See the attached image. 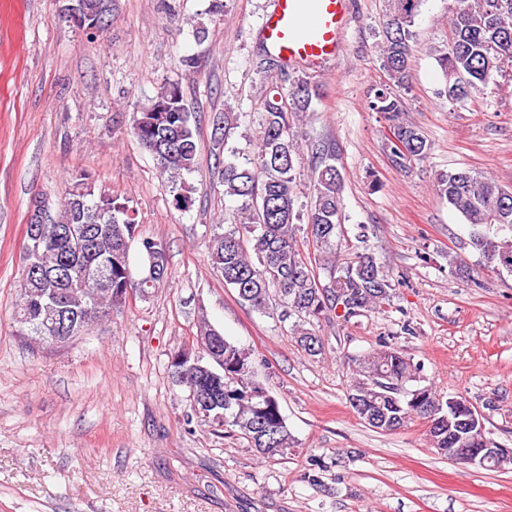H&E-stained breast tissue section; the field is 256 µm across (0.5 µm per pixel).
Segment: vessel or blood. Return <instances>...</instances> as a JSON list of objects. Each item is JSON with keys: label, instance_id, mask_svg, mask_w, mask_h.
<instances>
[{"label": "vessel or blood", "instance_id": "1", "mask_svg": "<svg viewBox=\"0 0 512 512\" xmlns=\"http://www.w3.org/2000/svg\"><path fill=\"white\" fill-rule=\"evenodd\" d=\"M348 22L349 0H274L260 33L284 65L317 68L339 54Z\"/></svg>", "mask_w": 512, "mask_h": 512}]
</instances>
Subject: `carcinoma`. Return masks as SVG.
<instances>
[{
    "instance_id": "carcinoma-1",
    "label": "carcinoma",
    "mask_w": 512,
    "mask_h": 512,
    "mask_svg": "<svg viewBox=\"0 0 512 512\" xmlns=\"http://www.w3.org/2000/svg\"><path fill=\"white\" fill-rule=\"evenodd\" d=\"M420 0H388L383 18L380 58L389 84L377 91L369 108L393 121L389 141L392 161L404 166L420 160L431 150L421 129L400 121L401 99L393 88L410 84L409 60L412 30ZM449 37L438 50V63L446 78L450 101L468 98L477 84L512 65V0H455L448 17ZM281 82L269 86L261 102L256 158L251 166L224 164L221 182L224 194L241 201L244 222L214 233L208 254L224 285L237 293L250 308L267 312L271 300L283 308L282 317H296L293 334L297 344L311 355L321 353L322 342L307 328L311 320L343 305L349 317L390 302L393 284L388 271L369 253H360L347 263L343 274L321 285L311 259L301 252L300 230L295 220L298 200L295 164L301 151L294 130L295 118L308 112L319 89L304 78L289 79L280 70ZM290 86L283 87V82ZM213 150H225L236 125L228 112L212 118ZM132 134L152 154L160 174L167 177L173 205L187 210L193 204L194 188L184 175L198 163L196 129L184 103L181 86L165 82L157 94L133 116ZM436 192L459 212L471 228V244L486 263L512 273V190L497 180L471 171L435 175ZM341 178L336 166L325 161L314 169L310 204L306 210L307 238L325 253L335 246L341 224ZM37 226L43 239L39 272L22 273L19 299L13 314L17 332L36 343L52 344L51 326L58 317L57 302L65 308L66 323L86 331L105 320L108 306H117L128 288L145 294L157 288L168 274L163 250H158L157 275L136 282L126 244L134 239L142 247L155 246V239L139 234L135 212L127 199L106 188H96L88 174L78 171L66 188L56 217L44 224L29 216L27 227ZM224 356V382L217 412L230 436L246 438L252 446L272 440V447H295L276 397L255 376L252 353L225 337L219 339ZM191 361L175 362L184 371V386H196L206 394L212 377L193 371ZM354 376L348 402L368 426L394 432L408 421L429 423L432 448H481L483 436L470 427V403L448 399L433 386L408 389L406 383L420 376L421 367L392 343L347 360Z\"/></svg>"
}]
</instances>
